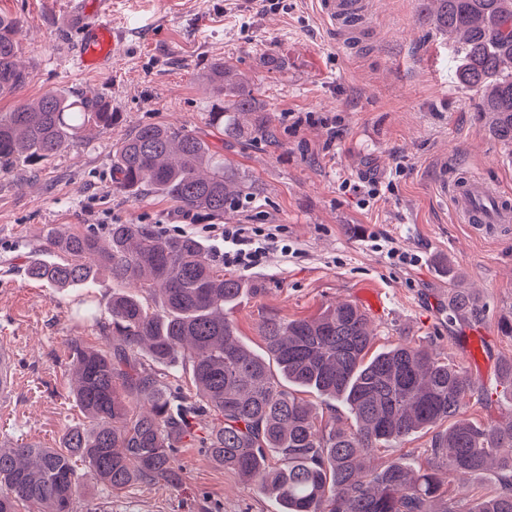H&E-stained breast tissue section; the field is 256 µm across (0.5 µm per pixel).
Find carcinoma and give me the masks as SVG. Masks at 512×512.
<instances>
[{
  "label": "carcinoma",
  "mask_w": 512,
  "mask_h": 512,
  "mask_svg": "<svg viewBox=\"0 0 512 512\" xmlns=\"http://www.w3.org/2000/svg\"><path fill=\"white\" fill-rule=\"evenodd\" d=\"M427 2L436 5L435 26L459 43L461 86L479 95L492 136L512 146V0ZM19 26L0 16V98L28 78ZM208 80L222 96L209 113L219 134H239V116L250 115L249 140L272 136L271 116L229 62H213ZM115 120L106 97L62 91L0 112V169L36 166ZM114 168L119 188L149 189L216 220L254 195L186 129L137 128L115 145ZM25 271L58 289L105 273L116 289L106 309L89 298L77 313L99 327L105 347L78 337L68 344L71 396L84 421L55 448L0 445V512H103L92 500L77 505L83 482L121 490L176 480L175 452L187 439L260 485L280 512H512V418L484 425L463 418L468 377L426 346L400 343L368 355L374 334L354 304L312 319L265 320L262 357L224 314L258 288L224 273V262L194 236L162 235L146 224H113L104 236L49 228ZM478 307L467 288L448 299L452 319ZM180 368L189 370L188 390L168 381ZM298 388L342 403L351 425H318ZM205 411L218 423L197 432L193 420ZM444 421L450 425L433 435L427 470L374 462V449ZM492 463L500 473L494 493L462 499L441 491L439 471L465 480Z\"/></svg>",
  "instance_id": "obj_1"
}]
</instances>
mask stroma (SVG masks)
I'll use <instances>...</instances> for the list:
<instances>
[{
  "label": "stroma",
  "mask_w": 512,
  "mask_h": 512,
  "mask_svg": "<svg viewBox=\"0 0 512 512\" xmlns=\"http://www.w3.org/2000/svg\"><path fill=\"white\" fill-rule=\"evenodd\" d=\"M108 18L125 38L109 72L75 68L78 37L71 0H0V14L21 19V60L29 77L0 111L67 89L107 97L117 119L106 133L44 161L0 171V337L12 344L17 385L0 409V443L58 445L81 422L69 392L67 343L100 332L75 311L84 297L107 303L104 275L83 288L58 290L28 278V249L48 227L104 232L111 224L179 226L209 242L207 219L148 190H120L113 148L139 126L201 132L224 163L258 190L255 202L226 214L228 224H279L297 248L245 272L259 285L228 310L240 339L263 351L269 318L309 319L337 302L381 299L372 318L374 351L407 341L429 346L473 383L462 415L477 424L512 417L497 368L512 357V224L484 235L456 223L442 183L481 169L512 191V147L488 133L478 97L458 81L457 50L422 12L421 0H366V26L355 47L337 43L317 0H110ZM221 57L249 78L276 126L272 143L220 135L208 125L214 100L204 81ZM292 112H313L317 125L294 128ZM338 123L330 132L329 123ZM377 181L369 205L343 181ZM418 254L414 266L389 260L386 243ZM479 292L480 309L449 323L448 268ZM431 433L379 449L378 461L427 468ZM176 484H135L111 491L92 481L79 499H101L106 512H276L256 485L216 465L199 449H178Z\"/></svg>",
  "instance_id": "obj_1"
}]
</instances>
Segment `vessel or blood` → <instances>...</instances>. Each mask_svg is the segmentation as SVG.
Wrapping results in <instances>:
<instances>
[{
	"instance_id": "obj_1",
	"label": "vessel or blood",
	"mask_w": 512,
	"mask_h": 512,
	"mask_svg": "<svg viewBox=\"0 0 512 512\" xmlns=\"http://www.w3.org/2000/svg\"><path fill=\"white\" fill-rule=\"evenodd\" d=\"M322 17L331 24H348L356 13V0H318ZM108 12L106 0H97L96 10L90 13L72 46V59L77 68L103 73L111 70L114 48L123 36L117 27L104 23ZM460 223L477 232L486 233L501 224L512 222V199L503 195L498 184L481 171H472L446 184Z\"/></svg>"
}]
</instances>
